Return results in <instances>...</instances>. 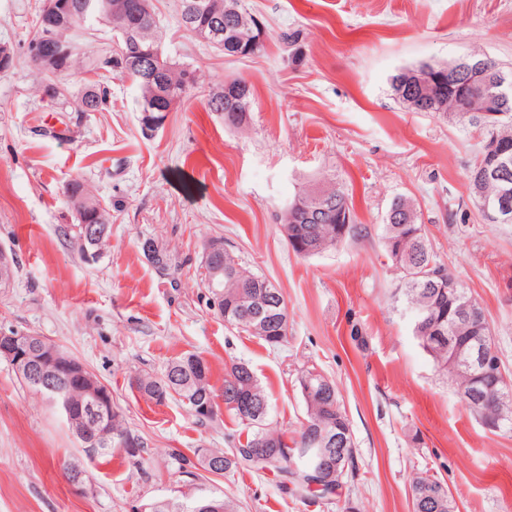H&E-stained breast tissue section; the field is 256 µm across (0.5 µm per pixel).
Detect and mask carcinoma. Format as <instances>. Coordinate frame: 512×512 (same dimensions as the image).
Returning <instances> with one entry per match:
<instances>
[{"mask_svg":"<svg viewBox=\"0 0 512 512\" xmlns=\"http://www.w3.org/2000/svg\"><path fill=\"white\" fill-rule=\"evenodd\" d=\"M71 8L62 14H47L40 8L33 19L35 36L27 47L32 53L34 45L48 34L61 37L72 47L70 56L63 60L61 67L68 73L82 66L96 74L100 80L85 87L80 97L73 101L74 112H101L107 106L110 95L108 84L103 79L108 76L125 77L128 74L129 59L144 51L147 46L135 39L141 29L158 27L153 0H63ZM89 5V15L100 16L110 23L107 30L112 35L115 46H107L97 52L90 50L92 28L80 24L79 15L84 5ZM210 22L221 31L220 45L214 46L227 56L241 58L259 53L263 48L262 28L259 22L244 30L238 29V21L225 15L213 17ZM156 67L163 74L168 86L187 98L196 88L197 81L186 83L190 73L170 54L162 52L156 60ZM61 71V72H63ZM59 71L40 70L44 94L52 100L67 101V89L57 77ZM227 91L210 93L206 106L211 112L224 115V124L241 127L248 112L252 111L253 91L241 78L228 79ZM394 96L405 102L406 92L426 99L428 111L439 117H452L481 132L509 149L508 172L512 176V96L498 100L496 115L481 112H468L469 97L489 98L495 96V80H482L474 89L464 94L449 90L438 93L426 87H406L401 75L396 74L391 81ZM141 127H147V118L164 122L166 115L152 111L153 103L149 96L153 93L151 83L136 80ZM501 182L492 173V168L481 162H474L468 171V190L478 205L494 202L499 194ZM64 194L73 199L74 205L89 212L106 226V232L97 240L92 250L101 252L112 234V209L95 195L84 183L71 181L64 187ZM291 219L283 225L288 247L300 257L318 256L348 239L366 236V228L357 224L352 197L346 180L340 175L330 178L300 191L288 205ZM349 214V223H336L337 213ZM382 248L397 272L395 295L404 299L407 308L414 311L418 320L412 321V332L420 347L432 358L438 374L452 387L468 410L479 420L498 421L504 432L512 433V390L491 379L476 380L468 371L456 367L452 359V348L461 342L486 334L491 325L483 304L452 273L434 248L425 225L418 222V212L410 197L395 198L387 211ZM215 268L220 270L216 278L211 272L204 273L202 282L213 302L215 314L224 324L249 336H254L270 347L281 345L287 333H279L267 322V317L255 309L259 295L270 290L276 293V304L286 309L285 299L267 277L252 271L242 260L227 249L217 253ZM298 390L308 385L314 393H324L323 402L305 405L306 417L300 429L290 433L269 427V398L250 367L243 362H233L224 371V413L241 427L240 436L234 448L228 452L205 449L210 456L221 460L222 466L216 469L203 463L199 449L190 453L173 450L172 458L178 464L180 473L197 476L200 468L212 476H222L240 468H252L268 472L283 483L293 485L292 492L306 499L329 498L355 476V464L349 463L342 482L336 488L314 490L311 482L315 476L311 471L310 458L302 448L306 447V436L310 432L334 430L343 425L351 428L340 392L335 382L325 376L315 366L300 371L296 378ZM130 387L146 400L162 403L170 398H179L185 403L198 423L204 425L218 416L215 390L210 381L208 364L195 353H184L169 363L165 373L156 377L148 372L139 373L130 379ZM501 392L492 401H483L473 396L476 391ZM239 400L255 402L264 406V412L257 415L243 411L236 405ZM76 406L83 413L85 406L93 399L74 382H68L67 396L53 399L59 410H64V402ZM97 416L111 435L95 441L97 455L106 457L114 448H123L130 457L141 452V442L128 432L120 408L111 404H97ZM413 512H448L457 509L448 486L429 471L416 473L410 484ZM202 500L209 501L211 512H237L236 503L226 497L200 494L193 498L177 495L167 498V502L155 512H196V505Z\"/></svg>","mask_w":512,"mask_h":512,"instance_id":"carcinoma-1","label":"carcinoma"}]
</instances>
